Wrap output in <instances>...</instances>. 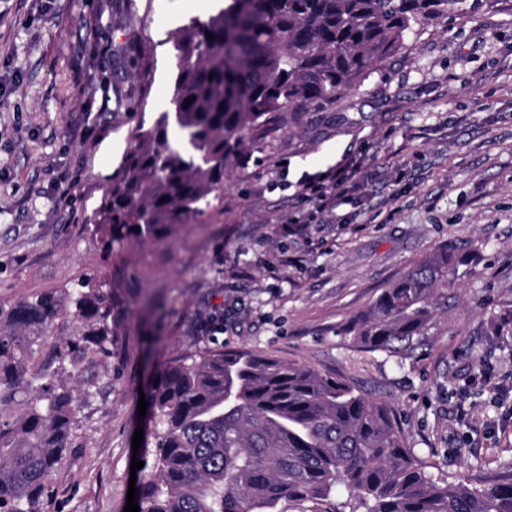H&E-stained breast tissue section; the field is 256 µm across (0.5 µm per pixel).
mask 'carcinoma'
<instances>
[{
  "label": "carcinoma",
  "instance_id": "cac0c4a2",
  "mask_svg": "<svg viewBox=\"0 0 512 512\" xmlns=\"http://www.w3.org/2000/svg\"><path fill=\"white\" fill-rule=\"evenodd\" d=\"M465 0H225L173 36L172 108L132 131L94 213L106 250L162 241L203 215L224 170L272 112L293 120L354 88L405 38ZM212 38H207V35ZM468 254L442 247L383 288L346 329L388 354L423 341ZM67 317L80 336L52 334ZM111 309L88 282L0 305V512H46L81 396L75 358L112 356ZM153 463L139 512H276L346 488L364 512H512V473L477 488L424 470L389 404L339 377L247 349L178 357L148 397Z\"/></svg>",
  "mask_w": 512,
  "mask_h": 512
}]
</instances>
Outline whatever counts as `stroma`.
Returning a JSON list of instances; mask_svg holds the SVG:
<instances>
[{
    "label": "stroma",
    "instance_id": "stroma-1",
    "mask_svg": "<svg viewBox=\"0 0 512 512\" xmlns=\"http://www.w3.org/2000/svg\"><path fill=\"white\" fill-rule=\"evenodd\" d=\"M219 6L0 0V302L88 280L117 327L110 359L76 367L83 400L49 512H124L140 388L170 359L240 347L387 402L435 480H497L512 427L480 371L512 384V0H466L336 101L254 130L210 210L112 256L94 211L132 130L170 106L173 34ZM352 158L362 172L337 223L291 232L303 181ZM447 245L473 255L422 345L390 355L343 334Z\"/></svg>",
    "mask_w": 512,
    "mask_h": 512
}]
</instances>
